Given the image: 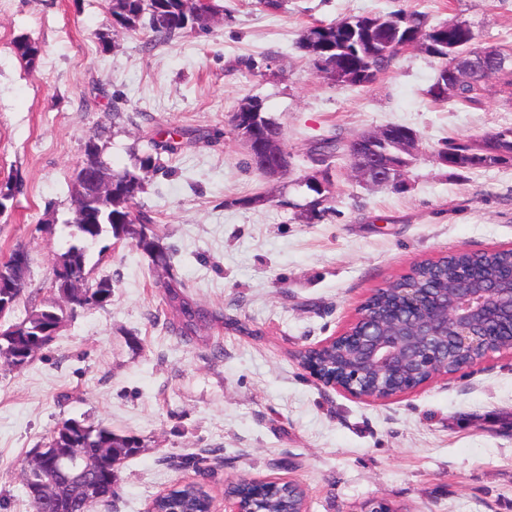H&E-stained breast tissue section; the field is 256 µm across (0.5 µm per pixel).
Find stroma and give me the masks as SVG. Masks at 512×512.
I'll return each mask as SVG.
<instances>
[{"label":"stroma","instance_id":"stroma-1","mask_svg":"<svg viewBox=\"0 0 512 512\" xmlns=\"http://www.w3.org/2000/svg\"><path fill=\"white\" fill-rule=\"evenodd\" d=\"M216 2L224 11L208 35L163 40L114 29L105 0H0V260L28 256L24 291L0 321L52 298L88 137L121 170L174 128L180 148L139 204L190 301L224 316L206 340L183 343L165 328L149 257L128 243L90 249L88 277H112L111 304L78 311L24 369L0 366V512H33L24 462L69 418L142 442L116 468L112 504L90 512H147L184 482L204 484L222 512L225 489L243 479L297 482L310 512H370L380 501L393 512H512V350L379 401L300 365L412 263L512 248V163L438 159L448 142L512 127V96L492 80L475 102L433 101L440 62L416 47L374 82L343 86L298 46L310 26L401 8L431 26L466 23L476 46L512 53V0ZM21 35L41 46L36 65L16 50ZM245 56L262 71L242 70ZM250 97L282 128L284 178L254 169L229 125ZM390 125L420 141L400 189L364 184L339 155L327 211L306 223L315 141ZM192 455L200 468L182 466Z\"/></svg>","mask_w":512,"mask_h":512}]
</instances>
